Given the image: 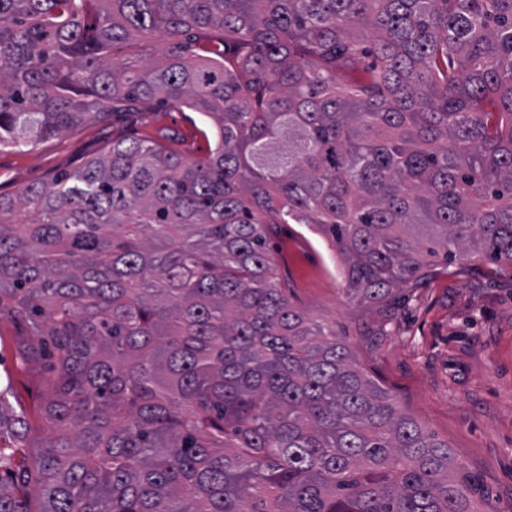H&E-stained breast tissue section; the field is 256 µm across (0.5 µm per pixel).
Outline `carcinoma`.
Listing matches in <instances>:
<instances>
[{
	"label": "carcinoma",
	"mask_w": 512,
	"mask_h": 512,
	"mask_svg": "<svg viewBox=\"0 0 512 512\" xmlns=\"http://www.w3.org/2000/svg\"><path fill=\"white\" fill-rule=\"evenodd\" d=\"M218 32L231 56L179 38ZM210 119L0 195V512H479L475 477L273 277L312 224L379 304L512 262V0H0V146L127 104ZM15 347L16 344L12 327L10 325H4L0 350V356L2 358L0 370L2 375H4L3 370L9 371L11 375L12 397L9 399L14 406L18 404L20 408L24 409L32 424L42 432L45 430V425L39 413V405L41 403V377L34 370H24L16 366Z\"/></svg>",
	"instance_id": "cac0c4a2"
}]
</instances>
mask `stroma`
Returning a JSON list of instances; mask_svg holds the SVG:
<instances>
[{"instance_id": "obj_1", "label": "stroma", "mask_w": 512, "mask_h": 512, "mask_svg": "<svg viewBox=\"0 0 512 512\" xmlns=\"http://www.w3.org/2000/svg\"><path fill=\"white\" fill-rule=\"evenodd\" d=\"M134 138L189 159L214 145L212 124L200 113L133 105L32 146L0 147V194L77 170L112 142ZM269 249L289 300L335 327L357 367L479 478L483 512H512V264L437 258L415 287L361 305L347 298L341 259L313 227L278 225ZM0 368L11 375L12 404L42 427L40 377L17 367L8 325L0 328Z\"/></svg>"}]
</instances>
